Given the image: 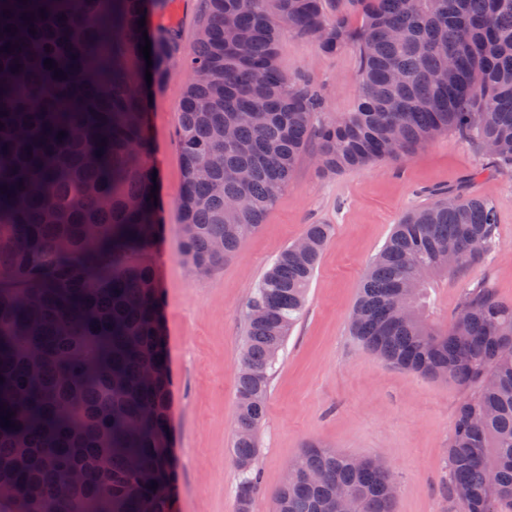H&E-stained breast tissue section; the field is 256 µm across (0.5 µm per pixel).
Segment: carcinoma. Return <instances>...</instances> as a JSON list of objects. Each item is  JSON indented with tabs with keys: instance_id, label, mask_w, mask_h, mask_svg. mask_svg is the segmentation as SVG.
<instances>
[{
	"instance_id": "carcinoma-1",
	"label": "carcinoma",
	"mask_w": 512,
	"mask_h": 512,
	"mask_svg": "<svg viewBox=\"0 0 512 512\" xmlns=\"http://www.w3.org/2000/svg\"><path fill=\"white\" fill-rule=\"evenodd\" d=\"M164 2L0 0V504L9 512H172L163 301L151 267L131 261L161 226L148 104L178 42L174 29L138 20ZM287 29L329 53L358 51L354 111L315 132L321 98L277 67ZM188 68L181 256L203 274L264 223L313 132L323 174L402 161L451 132L482 155L492 142L496 172L512 177V0H203ZM497 224L494 203L476 195L407 213L351 315L364 347L464 391L448 442L452 512H512V358L501 355L512 348V303L482 280L463 288L446 324L428 304L434 282L496 252ZM331 231L307 225L308 249H283L247 304L232 448L238 512H252L271 372ZM448 251L458 265L413 284L414 271ZM339 486L355 512H394L388 468L317 446L290 463L274 512H337Z\"/></svg>"
}]
</instances>
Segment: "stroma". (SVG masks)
Segmentation results:
<instances>
[{
  "label": "stroma",
  "instance_id": "obj_1",
  "mask_svg": "<svg viewBox=\"0 0 512 512\" xmlns=\"http://www.w3.org/2000/svg\"><path fill=\"white\" fill-rule=\"evenodd\" d=\"M202 6V0H168L165 11L148 16L149 28L177 31L180 53L149 105L162 227L144 256L164 303L173 512L237 510L232 444L246 304L276 255L309 224L331 225L333 234L271 379L253 512H271L289 463L311 443L386 463L397 483L396 512H450L447 448L461 389L385 363L354 341L349 319L366 269L394 224L407 210L447 191L493 200L500 248L433 289L434 316L448 322L471 281H490L512 303V178L481 174L485 157L450 133L404 160L334 175L319 172L313 140L259 230L209 273L193 272L180 254L183 163L176 130L189 83L182 58L196 44ZM277 65L286 76L305 75L322 95L315 124L353 110L359 88L355 46L327 53L314 40L288 32L280 40Z\"/></svg>",
  "mask_w": 512,
  "mask_h": 512
}]
</instances>
